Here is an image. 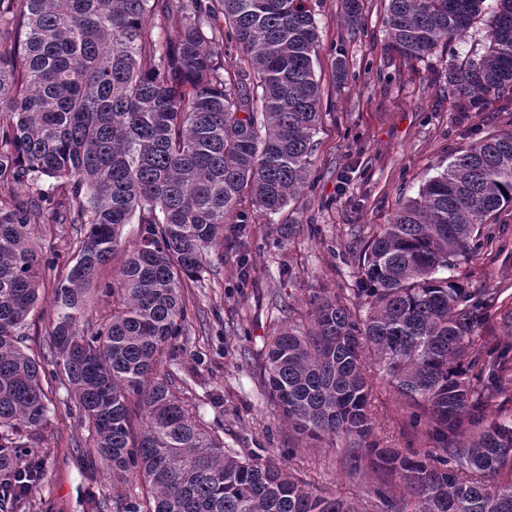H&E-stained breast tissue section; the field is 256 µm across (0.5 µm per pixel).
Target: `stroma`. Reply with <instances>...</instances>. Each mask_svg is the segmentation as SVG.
<instances>
[{
	"instance_id": "obj_1",
	"label": "stroma",
	"mask_w": 512,
	"mask_h": 512,
	"mask_svg": "<svg viewBox=\"0 0 512 512\" xmlns=\"http://www.w3.org/2000/svg\"><path fill=\"white\" fill-rule=\"evenodd\" d=\"M360 7L354 28L343 20L342 0H313L320 35L315 74L323 98L308 185L282 213L250 214L238 235L225 239L223 260L212 261L189 288L183 334L162 365L193 412L218 427L225 445L276 457L312 491L343 499L358 498L362 490L335 448L302 447L261 383L263 343L288 319L274 299L291 297L303 312L318 289L352 294L358 285L353 258L365 233L390 223L398 203L417 197L425 179L461 150L512 129V92L475 109L448 85L449 62L483 53L496 0H486L464 36L414 61L387 47L385 0H360ZM340 59L348 68L343 82L335 77ZM273 224H295L300 232L291 238L273 233ZM488 225L494 246L460 262L455 274L466 287L494 295L477 339L482 355L493 356L512 345V207ZM74 234L68 217L47 212L37 220L34 240L62 266L72 256ZM55 277L45 272L25 329L23 346L34 356L48 349ZM370 371L374 437L383 446L407 447L414 436L385 374L376 365ZM49 397L50 419L31 456L41 477L18 512H96L100 499L113 506L140 495L137 479L115 480L103 467L86 466L76 399L62 388Z\"/></svg>"
}]
</instances>
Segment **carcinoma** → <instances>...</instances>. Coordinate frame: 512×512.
<instances>
[{
	"mask_svg": "<svg viewBox=\"0 0 512 512\" xmlns=\"http://www.w3.org/2000/svg\"><path fill=\"white\" fill-rule=\"evenodd\" d=\"M311 0H0V184L47 177L53 193L0 198V512L40 441L48 379L73 393L92 464L142 492L121 512H362L306 488L284 467L224 446L190 414L166 350L182 335L185 288L224 259V229L246 209L278 214L307 184L322 90ZM485 0H388L389 48L405 59L463 36ZM235 44L243 67L213 47ZM485 52L448 62V83L481 107L512 88V0H498ZM87 226L54 288L49 353L23 345L42 274L33 241L46 207ZM512 206V130L490 134L425 181L360 254L352 296L322 288L298 324L263 345L262 382L299 441L337 445L346 472L389 512H512V422L486 415L479 356L463 363L490 313L448 274L483 248V225ZM140 238L107 281L123 228ZM112 316L85 326L88 292ZM382 366L417 432L443 452L372 439L366 361Z\"/></svg>",
	"mask_w": 512,
	"mask_h": 512,
	"instance_id": "obj_1",
	"label": "carcinoma"
}]
</instances>
